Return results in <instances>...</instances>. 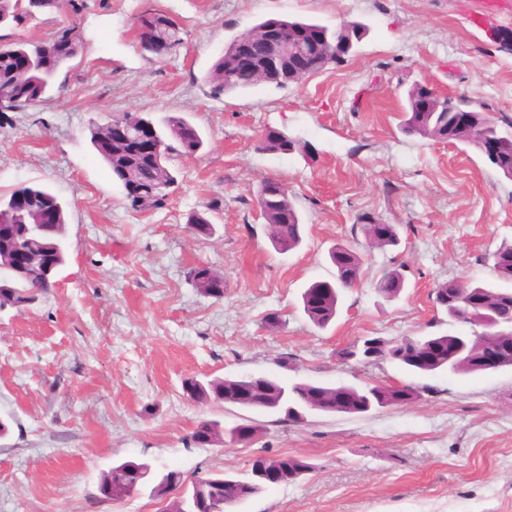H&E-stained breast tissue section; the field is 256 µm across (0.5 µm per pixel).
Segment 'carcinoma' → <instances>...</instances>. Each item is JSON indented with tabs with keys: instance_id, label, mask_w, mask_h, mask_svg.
<instances>
[{
	"instance_id": "carcinoma-1",
	"label": "carcinoma",
	"mask_w": 512,
	"mask_h": 512,
	"mask_svg": "<svg viewBox=\"0 0 512 512\" xmlns=\"http://www.w3.org/2000/svg\"><path fill=\"white\" fill-rule=\"evenodd\" d=\"M85 8L84 0H0V28H14L24 22L37 18L40 14L59 13L76 15ZM59 39L69 46V56L54 58L42 70L30 73L16 71L15 56L20 52H33L38 43L24 38H11L0 35V112L22 110L28 106L41 103L53 88L60 70L82 55L86 50L84 37L70 26L57 28L48 37V41ZM157 41L164 44L169 51L176 50L182 44L181 29L168 16L160 12H146L137 19V43L143 51H148L147 43ZM232 43L224 46V52L214 61L205 81L214 98L236 90H244L253 83L242 80L230 67L229 59ZM415 91L408 93L407 104L403 111L401 129L409 135L437 139L442 133L441 119L450 106H471L477 109L475 116L477 126L485 136H494L501 140V156L505 164L498 162L494 166L501 172H512V122L504 116L495 117L482 111L483 105L465 97L448 96L440 101L438 112L415 111ZM105 125L97 122L89 126L90 143L95 152L110 169L122 165V158L108 154L99 147V139ZM160 140V161L163 168L156 170V175H148L144 191L138 198L130 199L132 206L150 208L159 205L167 196V189L176 181L169 163L174 157L192 158L203 147V139L198 129L180 116H170L165 121V129L158 131ZM272 180L261 183L257 192V207L260 216L268 227V234L273 248L279 253L297 249L303 241L304 224L293 201H288V208L281 207L280 201L267 195V186ZM20 192L29 198L31 211L24 215L13 213L11 198L0 197V223L33 224L36 222L37 208L52 202L56 207V220L49 231L38 229L17 239L20 247L32 253L54 254V268L49 278L56 277L65 265L67 257L66 226L67 212L64 203L52 191L44 187L25 186ZM365 239L374 247L386 249L400 244V235L396 225L387 226L385 238L376 237V224L370 217L363 218L360 224ZM330 260L336 269L331 281H315L304 289L301 299L303 312L317 328H327L336 318L340 291L351 288L361 282L363 258L352 244H338L330 252ZM492 270L495 279L504 284H512V245L502 246L492 254ZM194 287L202 294L217 299L224 297V277L211 272L208 287H203L198 280V270L191 271ZM375 288L385 298L398 297L405 288V277L400 268L394 267L385 272L376 282ZM46 289L37 287L26 279H18L11 287L0 289V307L22 309L38 299ZM470 292L483 293L490 300L488 319L498 318L504 307H512V288H500L491 284H474L456 280L440 283L434 290L435 301L448 315V318L469 323L468 311L461 301ZM489 342L498 348L504 357L505 367H512V330L504 328L500 333L489 338ZM374 353L377 359H390L402 364L409 372L416 374L434 373L447 369L458 374H473L482 371V366L475 356L466 350L453 360H448V352L460 347V339L455 335L408 336L399 341H386L374 337ZM183 391L190 400L204 404L212 400L225 398L237 401L239 406L258 412L266 411V406L256 400L260 391H265L269 398L284 397L286 403L302 410L308 404L340 401L339 413L360 415L363 404L374 400L373 394L384 396L387 405L400 407L410 404L418 398L416 389L409 384H376L372 386H330L308 382L284 384L270 376H240L212 379L201 382L193 377L182 384ZM214 444L229 439L237 441L236 428H224L215 420L201 421L190 435L193 444L202 446L207 439ZM265 461L274 467L284 466V482L294 481L313 470V465L304 457L288 454L260 455L252 464ZM254 469H249L241 478L224 475L198 477L191 482L195 494L190 499L174 498L166 506V512H224V506H236L239 503L260 494L267 485L253 479ZM153 482L151 465L141 460H125L112 466L103 475L99 484V493L105 500H123L138 493L142 487Z\"/></svg>"
}]
</instances>
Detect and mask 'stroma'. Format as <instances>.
Listing matches in <instances>:
<instances>
[{"label":"stroma","instance_id":"1","mask_svg":"<svg viewBox=\"0 0 512 512\" xmlns=\"http://www.w3.org/2000/svg\"><path fill=\"white\" fill-rule=\"evenodd\" d=\"M483 0H85L72 22L89 45L62 69L50 99L0 124V195L42 184L68 203L66 265L30 306L0 312V512H162L142 489L102 500L115 462H148L155 478L243 476L264 454L300 455L313 469L273 485L234 512H512V368L416 375L395 362L353 364L338 353L363 338L400 339L477 329L451 321L433 290L448 280L494 283L491 255L512 244V179L475 149L404 134L415 85L483 102L512 118V0L498 27L469 24ZM148 10L182 29L159 59L141 52L135 24ZM307 19L364 36L341 66L297 84L256 85L210 97L203 77L224 46L265 19ZM122 112L155 124L186 118L204 145L173 161L161 205L132 207L95 154L90 122ZM283 131L294 150H260ZM284 182L305 225L301 246L270 244L256 195ZM207 213L210 236L187 221ZM395 224L398 247H369L362 217ZM358 243L363 278L344 290L335 322L315 328L301 293L332 279L330 249ZM224 277L223 298L200 293L192 268ZM401 268L406 288H374ZM281 319L267 324L269 315ZM271 375L284 383L401 382L417 399L359 416L275 413L183 392L189 377ZM253 418L254 439L200 447V421Z\"/></svg>","mask_w":512,"mask_h":512}]
</instances>
